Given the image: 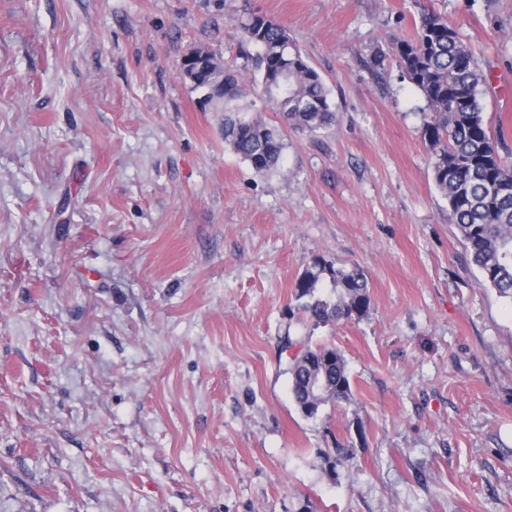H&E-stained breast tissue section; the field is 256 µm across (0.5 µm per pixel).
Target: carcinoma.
Returning a JSON list of instances; mask_svg holds the SVG:
<instances>
[{
  "label": "carcinoma",
  "instance_id": "cac0c4a2",
  "mask_svg": "<svg viewBox=\"0 0 512 512\" xmlns=\"http://www.w3.org/2000/svg\"><path fill=\"white\" fill-rule=\"evenodd\" d=\"M243 64L232 68L214 55L213 68L194 89L224 113V142L258 175L276 170L285 149L282 126L315 134L336 122L329 91L308 65L286 30L255 12L242 19ZM394 55L429 111L421 137L433 157V178L448 202V221L456 225L483 286L512 299V167L499 154V138L484 122L478 86L486 81L468 45L448 21L422 19L411 39L375 53L369 65L383 66ZM260 76L263 96L282 123L268 124L241 104L243 73ZM330 287L336 300L317 295ZM295 296L306 298L303 313L314 324L363 317L369 307L368 281L358 267L336 266L321 257L297 280ZM291 392L300 412L315 417L328 402L348 401L351 381L343 355L333 346H308L293 356Z\"/></svg>",
  "mask_w": 512,
  "mask_h": 512
}]
</instances>
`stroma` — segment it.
I'll list each match as a JSON object with an SVG mask.
<instances>
[{
  "instance_id": "35a3bbf8",
  "label": "stroma",
  "mask_w": 512,
  "mask_h": 512,
  "mask_svg": "<svg viewBox=\"0 0 512 512\" xmlns=\"http://www.w3.org/2000/svg\"><path fill=\"white\" fill-rule=\"evenodd\" d=\"M246 11L337 116L264 176L180 76L234 61ZM428 14L512 166V0H0V512H512V300L448 221L423 96L367 66ZM318 256L364 270L363 317L303 316ZM289 340L336 347L350 400L304 417Z\"/></svg>"
}]
</instances>
